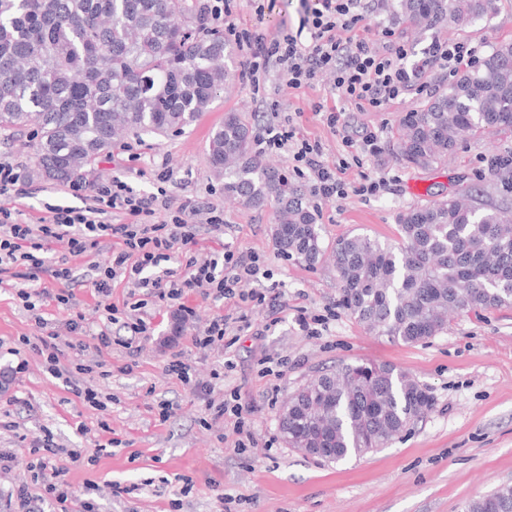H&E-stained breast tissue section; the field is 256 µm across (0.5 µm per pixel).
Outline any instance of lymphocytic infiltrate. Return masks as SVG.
I'll return each mask as SVG.
<instances>
[{"mask_svg":"<svg viewBox=\"0 0 512 512\" xmlns=\"http://www.w3.org/2000/svg\"><path fill=\"white\" fill-rule=\"evenodd\" d=\"M230 2L202 0L201 17L206 23L223 22L224 34L240 49L244 76L255 90L274 70L283 74L292 89L310 84L319 72L329 71L334 73L336 87L346 102L362 112H380L418 85L427 71L439 67L453 76L479 61L475 46L451 38L432 42L422 59L409 62V50L395 28H370L362 0H310L303 22L310 34L306 42L285 30L268 37L239 27L230 19ZM324 119L345 148L336 166L325 164L321 145L300 137L290 121L268 122L256 138L258 154L290 151L294 172L308 178L313 197L321 203L351 193L375 196L386 191L388 182L382 177L365 175L353 186L342 178L344 171L363 167L366 158L381 154V132L365 130L356 141L347 135L340 110L326 111ZM156 179L159 188L148 195L117 177L94 183L72 181L67 192L82 197L83 206L49 204L44 216L34 222L22 220L15 209L0 207V285L16 287L17 298L41 331L40 336H26L22 342L41 357L49 374L97 410L105 409L106 404L84 377L102 368L103 363L91 360L82 364L78 358L90 348L98 352L111 348L114 323L124 321L130 336L123 346L136 352L137 340L148 331V308L174 303L183 316H191L192 309L185 303L189 295L205 300L234 299L239 284L257 279L263 264L255 251L239 252L225 246L210 254L197 252L191 223L218 232L224 228L223 213L214 206L175 203L165 189L168 172L159 171ZM162 212L167 213V220L157 221V214ZM58 248L62 256L51 259V252ZM77 258L91 261V284L103 301L104 320L92 332L91 343L79 342L68 349L59 345L57 333L49 330L43 309L50 305L75 308L74 290L80 281L72 262ZM46 277L51 280L47 286L42 283ZM119 278L128 287V297L118 305L110 296L112 284ZM165 370L192 390L207 393L206 409L213 419L233 415L236 447H254L242 407L212 397L219 372H212L210 381L197 380L192 364L180 352L168 357ZM21 452L32 457L37 474L33 484L12 489L16 512H38L41 503L52 505L53 512H98L94 500L73 496L65 470L57 464L62 449L50 430H43L32 440L19 435L17 450L1 449L0 470L11 469Z\"/></svg>","mask_w":512,"mask_h":512,"instance_id":"f902f5d3","label":"lymphocytic infiltrate"}]
</instances>
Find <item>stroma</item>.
Listing matches in <instances>:
<instances>
[{"label":"stroma","mask_w":512,"mask_h":512,"mask_svg":"<svg viewBox=\"0 0 512 512\" xmlns=\"http://www.w3.org/2000/svg\"><path fill=\"white\" fill-rule=\"evenodd\" d=\"M232 4L239 26L268 36L298 31L304 17L301 0H270L260 14L250 0ZM368 22L374 28H400L414 62L437 39L464 38L483 54L493 44L512 41V0H497L492 13L467 26L444 23L424 31L396 14L391 0H380ZM428 100V95L411 92L383 111L360 112L345 103L333 74H318L311 84L295 90L274 71L257 93L245 78H238L184 132L156 140L125 138L136 160L126 161L121 149H114L98 163L92 179L117 176L148 194L158 187L157 170H167L171 179L166 188L176 202L217 206L224 213V243L262 256L268 278L244 283L241 289H263L267 300L243 303L251 330L242 332L231 348L218 347L204 356L192 352V334L214 316L232 312V303L189 297L194 314L187 319L174 307L149 310L151 332L139 341L138 366L132 374L121 372L129 360L123 347L113 346L100 355L109 374L92 375L90 382L106 399L102 413L84 406L46 372L37 355L21 349V338L38 335L39 330L14 290L0 287V413L8 412L10 421L31 438L43 429L52 430L65 450L58 464L67 468L72 490L94 498L99 512H218L217 497L223 493L240 498L239 512H463L466 502L512 483V305L452 316L446 332L423 344L375 336L340 305L331 261L309 267L282 256L272 240L273 207L256 209L225 198L209 161L211 133L228 112L240 113L256 130L263 112L277 105L281 115L295 116L301 137L320 143L323 161L333 166L345 149L315 114V105L343 109L350 131L378 128L390 143L399 117L422 109ZM510 147L512 133L488 130L425 170L404 164L388 146L363 168L344 174L351 184L364 173L388 178V190L370 197L351 194L317 210L324 248L354 234L395 242L403 211L453 193L472 194L480 205L501 204L507 194L492 176L490 160ZM0 162L21 166L34 187L30 197L17 202L24 214H37L48 203L78 205V198L64 193L62 184L42 177L29 149L12 133H0ZM302 309L327 316L319 335L300 331L296 317ZM179 350L188 353L197 379L208 380L213 369L223 368L224 380L216 385L214 396L235 394L249 409L255 447L237 450L230 423L210 419L203 399L166 375L167 358ZM268 358L282 361V377L266 374ZM22 359L27 366L19 373L15 367ZM227 360L232 363L228 369L223 366ZM368 362L413 374L433 397V410L389 447L336 464L288 447L277 429L281 405L323 371ZM161 400L177 405L163 424L155 411ZM103 417L120 444L98 457L94 449ZM72 450L81 452L82 461L69 459ZM90 455L96 458L91 465L86 462ZM182 475L191 478L189 488L181 487ZM116 482L138 484L142 490L138 497L117 499L112 495Z\"/></svg>","instance_id":"1"}]
</instances>
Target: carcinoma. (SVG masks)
<instances>
[{"label": "carcinoma", "mask_w": 512, "mask_h": 512, "mask_svg": "<svg viewBox=\"0 0 512 512\" xmlns=\"http://www.w3.org/2000/svg\"><path fill=\"white\" fill-rule=\"evenodd\" d=\"M496 0H398L430 28L462 26ZM224 35L198 34L183 0H0V131L36 129L30 144L42 174L66 181L93 169L125 135L162 136L190 127L236 77ZM394 151L430 169L460 138L512 131V43L479 64L419 112L400 117ZM251 127L236 112L212 132L209 157L224 195L275 205L273 243L309 267L323 254L320 228L304 197L254 156ZM400 240L347 235L333 248L339 303L394 342L420 344L445 332L448 316L512 305V206L479 208L457 195L399 217ZM430 394L392 366L341 364L299 388L278 415L288 447L341 461L386 448L433 408ZM464 512H512V484L469 501Z\"/></svg>", "instance_id": "cac0c4a2"}]
</instances>
